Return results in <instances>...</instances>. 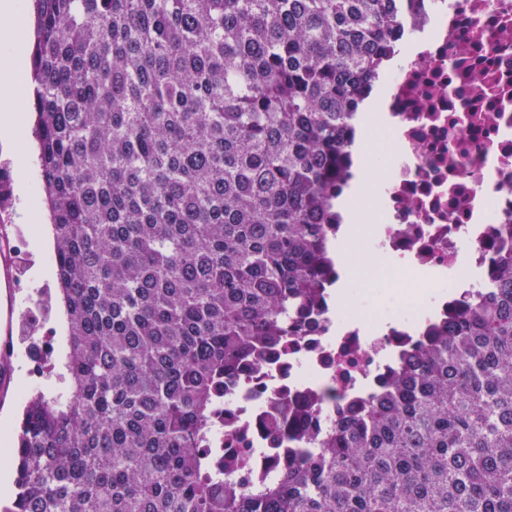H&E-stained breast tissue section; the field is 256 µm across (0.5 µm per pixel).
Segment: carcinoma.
Returning <instances> with one entry per match:
<instances>
[{"label":"carcinoma","mask_w":512,"mask_h":512,"mask_svg":"<svg viewBox=\"0 0 512 512\" xmlns=\"http://www.w3.org/2000/svg\"><path fill=\"white\" fill-rule=\"evenodd\" d=\"M34 136L67 320L6 512H512V254L313 454L212 472L224 379L318 295L347 115L404 0H33Z\"/></svg>","instance_id":"carcinoma-1"}]
</instances>
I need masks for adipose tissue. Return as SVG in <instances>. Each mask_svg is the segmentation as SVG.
Returning a JSON list of instances; mask_svg holds the SVG:
<instances>
[{"label": "adipose tissue", "instance_id": "ef3b65f1", "mask_svg": "<svg viewBox=\"0 0 512 512\" xmlns=\"http://www.w3.org/2000/svg\"><path fill=\"white\" fill-rule=\"evenodd\" d=\"M28 38L22 0H0V137L4 139L14 136L28 122L24 107Z\"/></svg>", "mask_w": 512, "mask_h": 512}]
</instances>
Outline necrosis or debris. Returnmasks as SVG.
<instances>
[{
    "instance_id": "4bbe7bcc",
    "label": "necrosis or debris",
    "mask_w": 512,
    "mask_h": 512,
    "mask_svg": "<svg viewBox=\"0 0 512 512\" xmlns=\"http://www.w3.org/2000/svg\"><path fill=\"white\" fill-rule=\"evenodd\" d=\"M407 36L366 115L381 136L353 139L336 170L383 155L371 224H333L320 296L297 309L282 344L226 384L210 437L215 470L245 493L300 458L369 398L397 358L488 291L512 251V0H408ZM400 280L383 309L350 315L340 285Z\"/></svg>"
}]
</instances>
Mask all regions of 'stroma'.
Masks as SVG:
<instances>
[{"label":"stroma","instance_id":"stroma-1","mask_svg":"<svg viewBox=\"0 0 512 512\" xmlns=\"http://www.w3.org/2000/svg\"><path fill=\"white\" fill-rule=\"evenodd\" d=\"M31 128L19 130L11 142L0 140V180L12 185L7 223H0V465L12 467L15 455L16 425L21 415L22 395L37 387L47 392L62 388L56 368L67 347V324L63 308L52 306L50 297L53 241L43 248L34 245V225L22 214L23 203L40 206L42 181L33 176L28 200H21L14 187L16 172L24 163L29 146L34 145ZM40 315L45 334L54 338V351L48 362L53 369L39 381L29 377L33 341L28 326L33 315Z\"/></svg>","mask_w":512,"mask_h":512}]
</instances>
